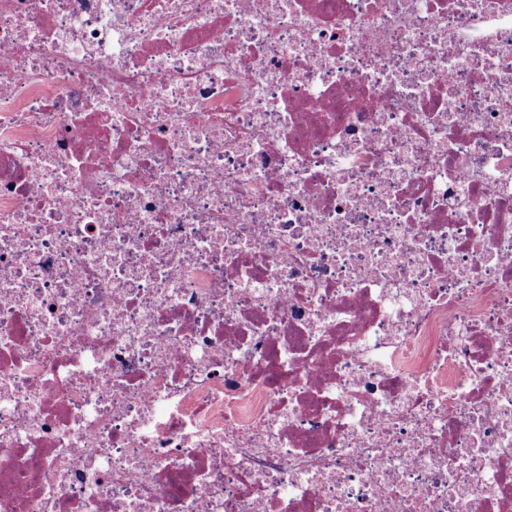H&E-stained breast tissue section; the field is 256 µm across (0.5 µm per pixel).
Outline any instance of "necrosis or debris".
I'll return each instance as SVG.
<instances>
[{"label":"necrosis or debris","mask_w":512,"mask_h":512,"mask_svg":"<svg viewBox=\"0 0 512 512\" xmlns=\"http://www.w3.org/2000/svg\"><path fill=\"white\" fill-rule=\"evenodd\" d=\"M0 512H512V0H0Z\"/></svg>","instance_id":"necrosis-or-debris-1"}]
</instances>
